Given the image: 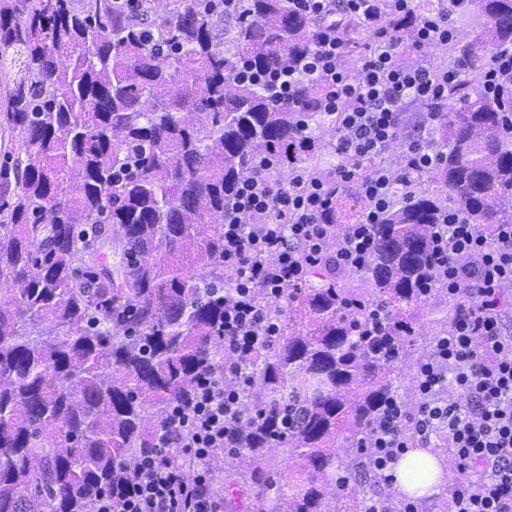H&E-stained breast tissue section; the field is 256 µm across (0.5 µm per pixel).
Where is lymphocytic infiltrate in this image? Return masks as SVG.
<instances>
[{"label": "lymphocytic infiltrate", "mask_w": 512, "mask_h": 512, "mask_svg": "<svg viewBox=\"0 0 512 512\" xmlns=\"http://www.w3.org/2000/svg\"><path fill=\"white\" fill-rule=\"evenodd\" d=\"M296 2L318 23L304 67L325 80L324 109L337 119L335 150L343 162L329 176L300 164L282 182L269 181L264 164L241 183L221 226L224 283L236 293L224 311V351L232 359L204 377L188 400L168 407L156 452L98 494L93 512H224L210 461L239 421L245 363L265 337L278 334L258 290L278 298L315 267L362 268L374 248L373 227L396 192L418 189L438 163L431 143L404 140L402 110L438 104L461 70L408 61L404 54L447 45L456 33L452 9L441 7L420 21L406 47L390 20L413 14L414 0ZM339 11L374 37L351 75L344 69L346 44L328 23ZM478 81L484 91L512 94V46L491 48ZM350 185L364 208L339 238L323 216ZM434 238V281L460 307L432 357L414 368L415 408L391 400L373 430V471L379 482L392 484L389 465L409 448L411 436L443 429L458 472L455 512H512V336L499 326L512 298V223L488 231L452 212L436 225Z\"/></svg>", "instance_id": "obj_1"}]
</instances>
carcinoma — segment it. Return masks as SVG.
I'll list each match as a JSON object with an SVG mask.
<instances>
[{
	"label": "carcinoma",
	"instance_id": "carcinoma-1",
	"mask_svg": "<svg viewBox=\"0 0 512 512\" xmlns=\"http://www.w3.org/2000/svg\"><path fill=\"white\" fill-rule=\"evenodd\" d=\"M138 2L0 0V128L22 134L0 165V512H92L119 465L155 452L168 405L223 359L235 293L220 225L241 180L259 157L279 178L299 161L334 168L320 150L336 126L325 86L302 70L315 24L295 0ZM455 2L448 62L477 74L483 47L512 44V0ZM336 27L356 53L354 19ZM278 73L297 79L289 101L272 92ZM511 111L469 80L451 86L430 121L434 187L393 202L364 269L259 294L280 333L247 364L231 442L253 512H366L368 492L343 491L372 486L368 435L404 399L398 363L428 356L454 321L447 292H422L432 226L450 209L485 229L512 223ZM362 208L348 188L325 223L342 230ZM108 224L114 269L96 248ZM428 304L429 336L415 317ZM377 305L385 349L360 335ZM339 448L355 449L356 474Z\"/></svg>",
	"mask_w": 512,
	"mask_h": 512
}]
</instances>
